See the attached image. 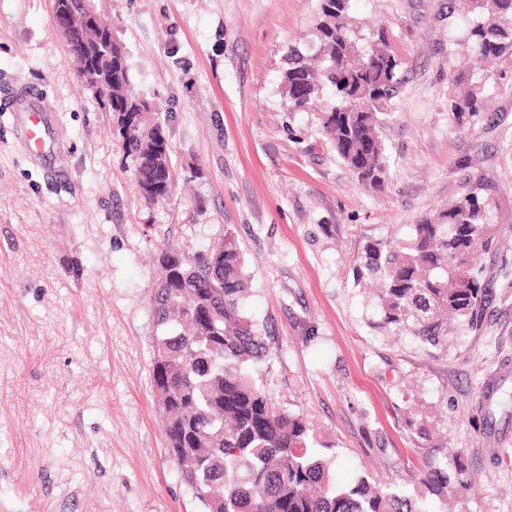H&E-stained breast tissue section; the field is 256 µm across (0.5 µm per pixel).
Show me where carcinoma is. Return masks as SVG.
<instances>
[{"mask_svg":"<svg viewBox=\"0 0 512 512\" xmlns=\"http://www.w3.org/2000/svg\"><path fill=\"white\" fill-rule=\"evenodd\" d=\"M351 0H320L319 57L290 46L282 74L288 111L300 112L329 94L321 126L337 156L367 187L390 179L380 135L403 61L383 33L362 61L350 25ZM96 47L92 59L73 56L85 90L117 115L118 132L141 195L164 198L171 187L170 145L149 101L135 91L123 45L105 41L112 28L91 0H54ZM462 17L466 38L481 59H512V0H448V17ZM483 90L448 97L457 118L480 115ZM495 202L478 182L446 209L409 225L401 240L367 237L355 257L357 283L376 285L372 327L410 335L436 347L452 323L472 327L485 303L483 258L497 247ZM159 286L151 297L152 393L166 408L163 432L181 479L205 512H426L414 498L375 483L367 474L336 481L332 457L309 423L272 401L256 366L272 359L267 336L245 310V260L234 233L224 247L187 257L169 246L155 256ZM422 485L441 500L468 485L460 458H443Z\"/></svg>","mask_w":512,"mask_h":512,"instance_id":"cac0c4a2","label":"carcinoma"}]
</instances>
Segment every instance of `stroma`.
Listing matches in <instances>:
<instances>
[{
  "mask_svg": "<svg viewBox=\"0 0 512 512\" xmlns=\"http://www.w3.org/2000/svg\"><path fill=\"white\" fill-rule=\"evenodd\" d=\"M132 81L166 123L174 175L147 203L111 112L80 87L53 0H0V512H202L166 448L150 389L156 249L234 232L247 308L276 351L271 399L303 415L340 479L417 494L460 455L468 487L432 512H512V76L485 70L490 111L457 119L449 82L472 48L446 0H352L354 38L384 29L404 60L382 128L392 177L363 187L317 111H289V45L316 46L320 0H94ZM57 116L63 172L16 141L14 94ZM482 178L507 255L495 297L440 346L370 328L353 260Z\"/></svg>",
  "mask_w": 512,
  "mask_h": 512,
  "instance_id": "35a3bbf8",
  "label": "stroma"
}]
</instances>
